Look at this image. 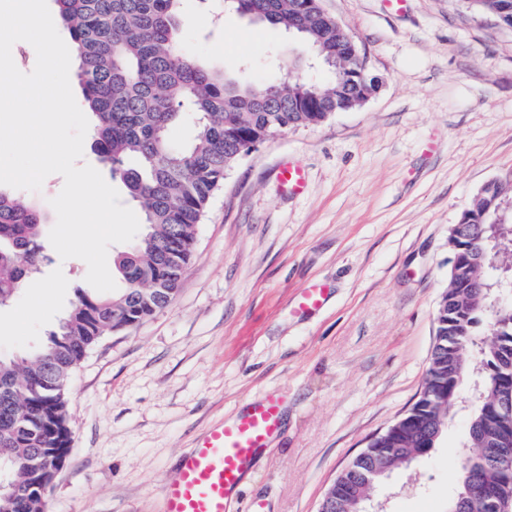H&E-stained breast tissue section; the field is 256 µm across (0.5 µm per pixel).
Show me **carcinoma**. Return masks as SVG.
Segmentation results:
<instances>
[{
  "label": "carcinoma",
  "mask_w": 512,
  "mask_h": 512,
  "mask_svg": "<svg viewBox=\"0 0 512 512\" xmlns=\"http://www.w3.org/2000/svg\"><path fill=\"white\" fill-rule=\"evenodd\" d=\"M68 29L84 101L95 116L92 147L110 177L142 212L143 230L113 257L120 288L110 295L81 290L76 302L39 347L0 358V464L7 481L24 477L40 448H63L70 429L67 386L87 351L105 334L139 324L167 307L179 290L191 258L196 228L227 171L248 149L299 126L318 125L331 113L325 105L353 94L352 72L338 70L336 46L352 55L355 43L336 42V29L317 10L299 34L319 61L325 81H314L303 61L300 79L245 83L186 52L177 21L180 0H55ZM297 0H231L226 8L259 23L288 28ZM489 16L511 6L503 20L512 28V0H466ZM193 117L189 143L178 146L170 128ZM512 187L490 184L466 209L469 223L449 233L452 255L464 260L480 239L486 256L473 276L490 286L512 281ZM46 216L0 189V307L10 303L38 271L45 249ZM437 329L450 336L448 349L433 346L429 377L399 428L376 444L392 459L416 461L436 446L442 432L426 438L417 422L449 418L465 380L479 383L468 418L455 497L477 478L496 473L490 448L503 428L512 432V413L498 410L501 387L512 371H500V355L512 356V299L490 316L473 290L448 277L436 310ZM353 472L335 483L336 512H355L357 499L372 497L387 479L374 461L354 459ZM39 500L21 506L0 493V512H41Z\"/></svg>",
  "instance_id": "1"
}]
</instances>
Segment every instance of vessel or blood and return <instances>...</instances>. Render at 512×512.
Segmentation results:
<instances>
[{
	"label": "vessel or blood",
	"instance_id": "obj_1",
	"mask_svg": "<svg viewBox=\"0 0 512 512\" xmlns=\"http://www.w3.org/2000/svg\"><path fill=\"white\" fill-rule=\"evenodd\" d=\"M280 430L274 398L212 428L184 453L177 477L162 492V512H232L243 473Z\"/></svg>",
	"mask_w": 512,
	"mask_h": 512
}]
</instances>
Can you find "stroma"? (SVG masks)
<instances>
[{
    "instance_id": "1",
    "label": "stroma",
    "mask_w": 512,
    "mask_h": 512,
    "mask_svg": "<svg viewBox=\"0 0 512 512\" xmlns=\"http://www.w3.org/2000/svg\"><path fill=\"white\" fill-rule=\"evenodd\" d=\"M377 92L361 107L270 138L212 196L179 291L150 319L102 336L68 384L72 439L48 512H161L182 454L268 397L281 431L238 488L234 512H317L336 476L417 400L448 284V233L489 181L512 176V30L464 0H321ZM186 46L243 80L306 55L280 27L224 0H182ZM299 164L302 192L277 178ZM36 275L52 305L0 309V353L41 344L85 287L55 250ZM324 287L305 312L303 288ZM468 412L453 410L386 512H446Z\"/></svg>"
}]
</instances>
